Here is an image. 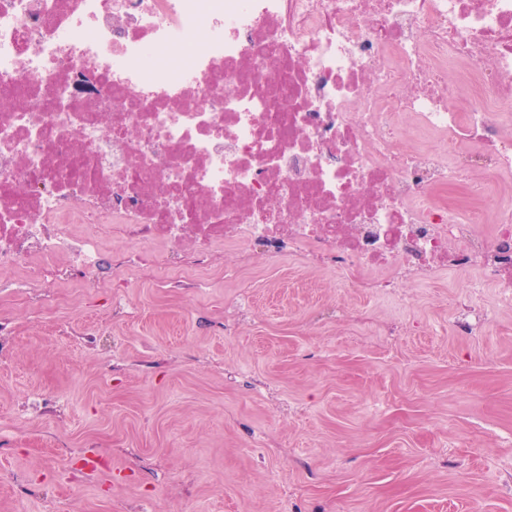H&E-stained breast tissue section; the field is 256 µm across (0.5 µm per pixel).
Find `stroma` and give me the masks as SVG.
Here are the masks:
<instances>
[{
	"label": "stroma",
	"mask_w": 512,
	"mask_h": 512,
	"mask_svg": "<svg viewBox=\"0 0 512 512\" xmlns=\"http://www.w3.org/2000/svg\"><path fill=\"white\" fill-rule=\"evenodd\" d=\"M127 248L50 310L0 274V512H512V308L460 336L450 305L498 288L230 250L190 288Z\"/></svg>",
	"instance_id": "stroma-1"
}]
</instances>
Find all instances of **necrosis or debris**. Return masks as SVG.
<instances>
[{"mask_svg":"<svg viewBox=\"0 0 512 512\" xmlns=\"http://www.w3.org/2000/svg\"><path fill=\"white\" fill-rule=\"evenodd\" d=\"M510 187L512 0H0V272L43 308L115 235L126 269L232 244L508 291Z\"/></svg>","mask_w":512,"mask_h":512,"instance_id":"necrosis-or-debris-1","label":"necrosis or debris"}]
</instances>
